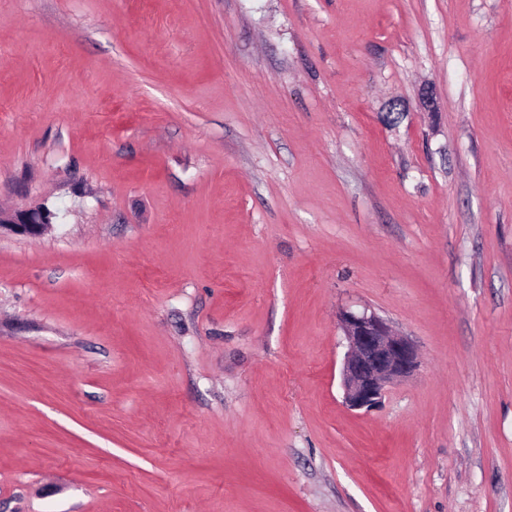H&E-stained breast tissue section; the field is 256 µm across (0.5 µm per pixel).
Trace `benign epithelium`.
<instances>
[{
    "label": "benign epithelium",
    "mask_w": 512,
    "mask_h": 512,
    "mask_svg": "<svg viewBox=\"0 0 512 512\" xmlns=\"http://www.w3.org/2000/svg\"><path fill=\"white\" fill-rule=\"evenodd\" d=\"M54 220V212L44 206L0 209V231L29 238L41 237ZM339 324L347 343L341 372L345 403L354 410H368L379 402L388 385L416 371L417 352L374 312L344 309Z\"/></svg>",
    "instance_id": "7a95c632"
}]
</instances>
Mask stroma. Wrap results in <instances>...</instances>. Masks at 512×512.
Returning a JSON list of instances; mask_svg holds the SVG:
<instances>
[{"label": "stroma", "mask_w": 512, "mask_h": 512, "mask_svg": "<svg viewBox=\"0 0 512 512\" xmlns=\"http://www.w3.org/2000/svg\"><path fill=\"white\" fill-rule=\"evenodd\" d=\"M0 512H512V0H0ZM413 376L349 409L340 309ZM54 220V212L44 206L20 210L0 209V231L7 230L29 238L41 237Z\"/></svg>", "instance_id": "35a3bbf8"}]
</instances>
